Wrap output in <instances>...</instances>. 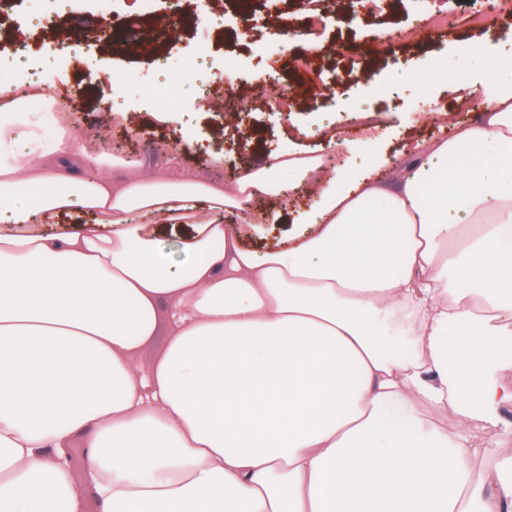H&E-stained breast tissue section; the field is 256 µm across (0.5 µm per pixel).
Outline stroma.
<instances>
[{
  "instance_id": "1",
  "label": "stroma",
  "mask_w": 512,
  "mask_h": 512,
  "mask_svg": "<svg viewBox=\"0 0 512 512\" xmlns=\"http://www.w3.org/2000/svg\"><path fill=\"white\" fill-rule=\"evenodd\" d=\"M308 0H248L247 7L221 8L218 0H200L198 11L219 17L218 26H196L175 30L158 40L149 29L136 36L140 44L133 53L114 51L94 33L95 16L68 10L63 16L66 34L82 49L58 70L59 91L75 88L83 92L76 133L81 143L94 152H108L106 136H120L135 128L155 146L150 167L160 183L173 182L181 172L215 175L231 165L245 169L270 153L288 150L321 152L326 142L318 130L320 116L335 117L337 140H356L360 131L348 130L345 115L360 107L382 114L388 134L372 145L375 174L393 175L408 146L451 134V122L476 123L485 104L483 89H475L469 105H460L463 94L455 73H480L491 53L500 48L502 33L498 15L487 13L480 0H384L381 8L369 11L359 0H319L317 8L326 25L316 34L326 49L318 68L301 69L294 61L306 55L296 46L281 65L282 81L292 89L291 110L281 116L266 93L254 87L255 71L266 63L268 33L282 18L300 23L307 18ZM447 14V27L423 30L425 13ZM31 15L17 0L0 10V55L23 44L35 55H45L47 30L30 26ZM459 34L449 43V30ZM408 32L407 40L390 41L391 33ZM201 40L215 49L236 56L238 67L231 82L205 84L200 100L182 113L181 124L161 123L150 113L146 96L154 81V54H161L170 68H181L189 47ZM480 45L477 54L466 53L467 45ZM453 70V77L434 84L436 62ZM130 70L136 80L124 87L127 117L99 108V94L108 88L114 72ZM248 150H241V143ZM316 202L313 190L287 203L267 197L265 210L279 223L274 232L265 225L243 238L245 246L263 250L287 246L289 238L303 232L301 213Z\"/></svg>"
}]
</instances>
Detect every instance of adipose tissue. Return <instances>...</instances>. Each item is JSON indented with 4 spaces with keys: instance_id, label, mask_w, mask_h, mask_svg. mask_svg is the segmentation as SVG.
I'll return each instance as SVG.
<instances>
[{
    "instance_id": "adipose-tissue-1",
    "label": "adipose tissue",
    "mask_w": 512,
    "mask_h": 512,
    "mask_svg": "<svg viewBox=\"0 0 512 512\" xmlns=\"http://www.w3.org/2000/svg\"><path fill=\"white\" fill-rule=\"evenodd\" d=\"M53 68L0 57L26 76L0 82V512H512V454L470 469L476 427L512 436L511 66L482 75L478 123L413 145L393 181L273 154L230 187L165 188L72 121L44 145L27 101ZM156 74L164 123L211 78ZM301 182L320 202L288 248L213 219ZM74 211L98 221L45 232ZM161 224L185 226L178 256ZM417 410L421 418L428 423L452 431L458 426L459 415L450 407L437 408L427 404H420Z\"/></svg>"
}]
</instances>
